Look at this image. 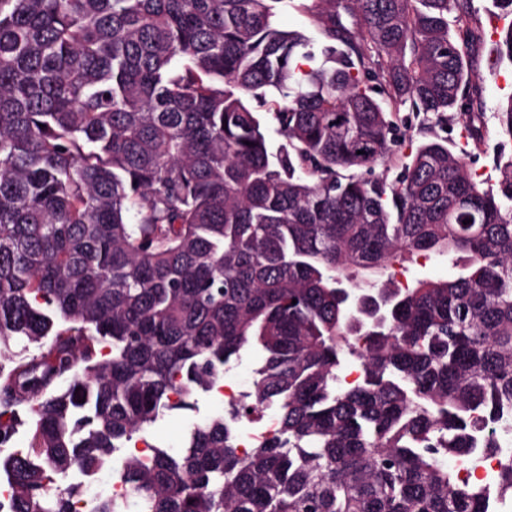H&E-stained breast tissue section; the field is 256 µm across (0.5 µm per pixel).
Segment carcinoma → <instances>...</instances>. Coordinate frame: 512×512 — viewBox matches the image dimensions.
Masks as SVG:
<instances>
[{"label":"carcinoma","mask_w":512,"mask_h":512,"mask_svg":"<svg viewBox=\"0 0 512 512\" xmlns=\"http://www.w3.org/2000/svg\"><path fill=\"white\" fill-rule=\"evenodd\" d=\"M286 2L0 0V444L31 433L0 457L9 512H72L56 476L105 467L126 496L97 512L512 499V458L491 491L443 462L512 411V158L485 182L439 134L485 137L473 0H300L314 35L277 27ZM490 53L512 65V24ZM496 116L512 139V98ZM419 253L462 273L401 284ZM247 349L242 403L113 465ZM270 407L277 434L239 447Z\"/></svg>","instance_id":"1"}]
</instances>
